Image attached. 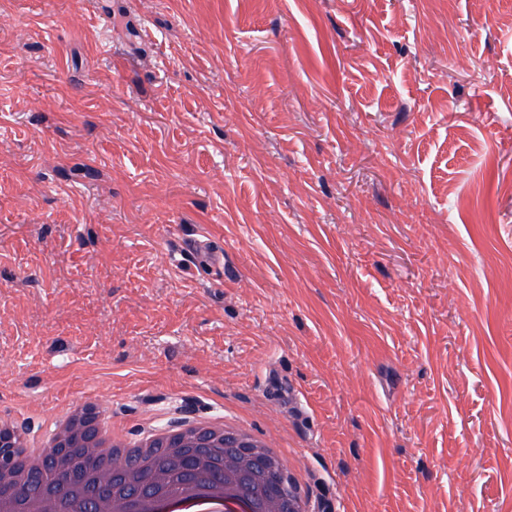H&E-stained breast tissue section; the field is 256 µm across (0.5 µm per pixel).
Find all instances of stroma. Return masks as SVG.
Wrapping results in <instances>:
<instances>
[{
  "mask_svg": "<svg viewBox=\"0 0 512 512\" xmlns=\"http://www.w3.org/2000/svg\"><path fill=\"white\" fill-rule=\"evenodd\" d=\"M486 10L0 0V415L228 414L316 512H512V0Z\"/></svg>",
  "mask_w": 512,
  "mask_h": 512,
  "instance_id": "obj_1",
  "label": "stroma"
}]
</instances>
